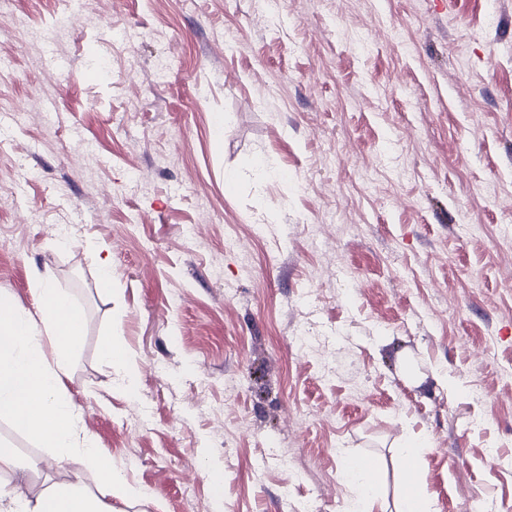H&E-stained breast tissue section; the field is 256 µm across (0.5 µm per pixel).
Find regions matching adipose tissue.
Here are the masks:
<instances>
[{"label":"adipose tissue","mask_w":512,"mask_h":512,"mask_svg":"<svg viewBox=\"0 0 512 512\" xmlns=\"http://www.w3.org/2000/svg\"><path fill=\"white\" fill-rule=\"evenodd\" d=\"M35 293L40 304L32 313L0 292V416L42 447L95 470L99 486L90 490L76 475L31 496L12 495L10 512H112L109 497L138 498L142 492L99 454L94 438L80 428V413L61 393L84 334V314L50 276L39 277Z\"/></svg>","instance_id":"adipose-tissue-1"}]
</instances>
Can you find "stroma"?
Returning <instances> with one entry per match:
<instances>
[{
    "label": "stroma",
    "mask_w": 512,
    "mask_h": 512,
    "mask_svg": "<svg viewBox=\"0 0 512 512\" xmlns=\"http://www.w3.org/2000/svg\"><path fill=\"white\" fill-rule=\"evenodd\" d=\"M9 7L0 291L83 311L63 387L143 492L112 512H348L346 457L398 512L408 440L434 512H512V0ZM0 439L5 488L71 470Z\"/></svg>",
    "instance_id": "1"
}]
</instances>
